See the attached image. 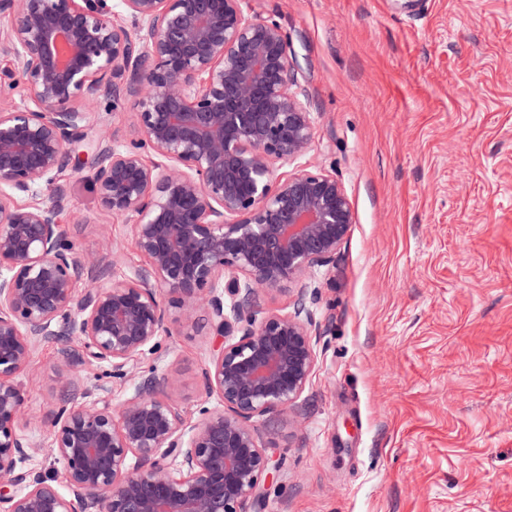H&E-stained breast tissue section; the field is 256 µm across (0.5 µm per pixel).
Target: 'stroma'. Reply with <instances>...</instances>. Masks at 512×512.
I'll use <instances>...</instances> for the list:
<instances>
[{
    "label": "stroma",
    "instance_id": "1",
    "mask_svg": "<svg viewBox=\"0 0 512 512\" xmlns=\"http://www.w3.org/2000/svg\"><path fill=\"white\" fill-rule=\"evenodd\" d=\"M279 21L314 119L307 164L336 175L354 222L304 296L315 366L287 415L260 419L268 512H512V0H248ZM66 171L62 223L78 252L143 263L90 181L94 139ZM80 214L82 223L71 221ZM198 332L145 364L178 375L188 416L209 356ZM62 357L18 375L25 466L65 488L44 452Z\"/></svg>",
    "mask_w": 512,
    "mask_h": 512
}]
</instances>
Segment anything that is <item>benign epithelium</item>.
Instances as JSON below:
<instances>
[{"instance_id": "1", "label": "benign epithelium", "mask_w": 512, "mask_h": 512, "mask_svg": "<svg viewBox=\"0 0 512 512\" xmlns=\"http://www.w3.org/2000/svg\"><path fill=\"white\" fill-rule=\"evenodd\" d=\"M245 4L0 0V512H265L254 419L288 412L315 353L313 314L265 313L261 296L328 265L354 213L329 173L275 175L306 157L314 121L288 36ZM128 98L134 138L99 136L92 174L145 258L115 280L66 237L61 175L96 126L86 105ZM199 309L218 343L193 419L141 359ZM46 343L63 361L47 455L67 495L23 468L37 445L16 376ZM103 363L90 389L71 374ZM110 381L133 387L116 408Z\"/></svg>"}]
</instances>
